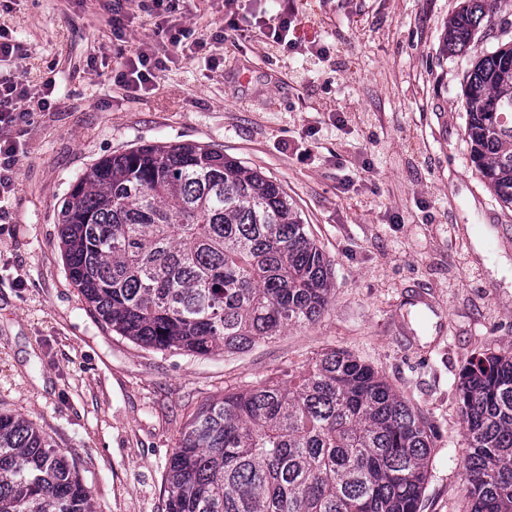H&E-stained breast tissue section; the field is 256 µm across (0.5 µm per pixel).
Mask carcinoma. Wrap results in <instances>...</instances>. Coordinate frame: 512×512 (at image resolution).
<instances>
[{
  "instance_id": "obj_1",
  "label": "carcinoma",
  "mask_w": 512,
  "mask_h": 512,
  "mask_svg": "<svg viewBox=\"0 0 512 512\" xmlns=\"http://www.w3.org/2000/svg\"><path fill=\"white\" fill-rule=\"evenodd\" d=\"M485 17L466 0L446 53ZM466 134L483 182L512 207V44L475 56ZM68 276L112 330L159 351L238 352L312 323L329 261L282 187L199 144L98 160L60 212ZM470 510L512 512V355L472 358L458 385ZM431 430L375 371L330 349L300 374L203 404L180 432L165 512H420ZM0 512H94L52 439L0 413Z\"/></svg>"
}]
</instances>
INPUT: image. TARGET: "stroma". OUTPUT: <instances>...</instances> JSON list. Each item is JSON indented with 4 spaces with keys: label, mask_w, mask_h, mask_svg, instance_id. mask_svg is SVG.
<instances>
[{
    "label": "stroma",
    "mask_w": 512,
    "mask_h": 512,
    "mask_svg": "<svg viewBox=\"0 0 512 512\" xmlns=\"http://www.w3.org/2000/svg\"><path fill=\"white\" fill-rule=\"evenodd\" d=\"M463 0H188L156 36L153 0H0L32 92L55 91L21 143L0 202V410L48 434L96 512H165L169 459L206 400L300 372L330 348L369 364L431 427L421 512H466L457 385L473 355L512 348V208L485 188L465 134L471 55L443 51ZM291 47L269 36L280 12ZM128 44L166 67L132 92ZM223 31V42L211 41ZM196 143L279 183L330 262L321 318L240 353L143 348L113 332L72 285L58 213L97 159L143 144Z\"/></svg>",
    "instance_id": "stroma-1"
}]
</instances>
